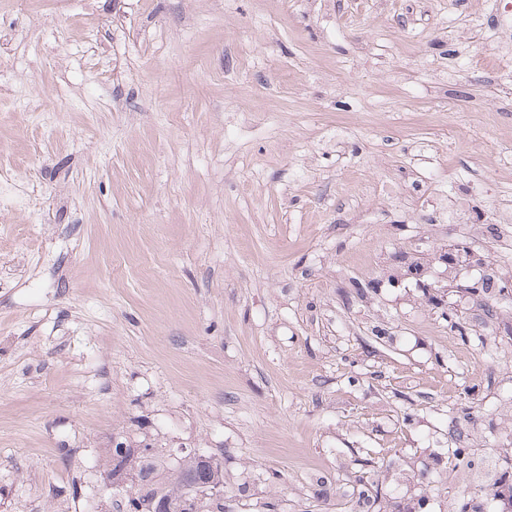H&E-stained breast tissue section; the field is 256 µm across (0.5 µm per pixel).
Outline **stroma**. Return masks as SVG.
I'll list each match as a JSON object with an SVG mask.
<instances>
[{
	"instance_id": "obj_1",
	"label": "stroma",
	"mask_w": 512,
	"mask_h": 512,
	"mask_svg": "<svg viewBox=\"0 0 512 512\" xmlns=\"http://www.w3.org/2000/svg\"><path fill=\"white\" fill-rule=\"evenodd\" d=\"M3 180L0 512H123L119 442L224 512H512L493 0H0Z\"/></svg>"
}]
</instances>
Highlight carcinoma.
Wrapping results in <instances>:
<instances>
[{
  "mask_svg": "<svg viewBox=\"0 0 512 512\" xmlns=\"http://www.w3.org/2000/svg\"><path fill=\"white\" fill-rule=\"evenodd\" d=\"M505 283L493 274L484 277L481 290L486 301H494L497 294L503 291ZM127 468L133 471L138 478V487L126 498L125 512H151L150 506L159 499H165L174 506V512H199L203 502L199 494L186 486L184 480L197 477L205 483L215 487L224 486L223 468L206 466L200 456H187L182 460L178 473L171 480L168 487L157 491L150 487L149 478L155 471L158 457L154 448L145 445L139 455L131 457L125 454Z\"/></svg>",
  "mask_w": 512,
  "mask_h": 512,
  "instance_id": "carcinoma-1",
  "label": "carcinoma"
}]
</instances>
